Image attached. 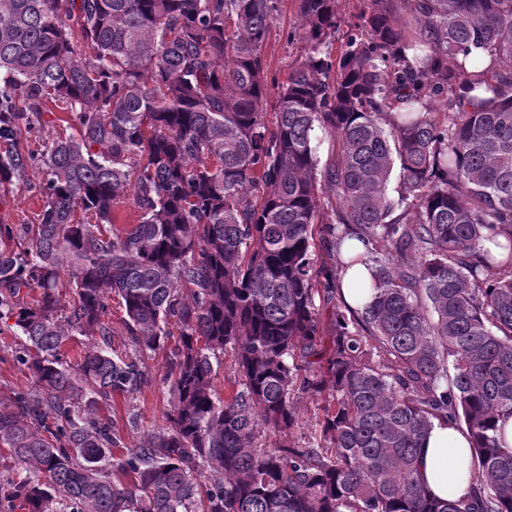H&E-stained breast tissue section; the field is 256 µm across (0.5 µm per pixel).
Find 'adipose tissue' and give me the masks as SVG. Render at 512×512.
Masks as SVG:
<instances>
[{"instance_id":"1","label":"adipose tissue","mask_w":512,"mask_h":512,"mask_svg":"<svg viewBox=\"0 0 512 512\" xmlns=\"http://www.w3.org/2000/svg\"><path fill=\"white\" fill-rule=\"evenodd\" d=\"M421 473L437 497L465 495L470 482V455L465 436L447 424H434L422 442Z\"/></svg>"}]
</instances>
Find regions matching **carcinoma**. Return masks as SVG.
Segmentation results:
<instances>
[{
  "label": "carcinoma",
  "mask_w": 512,
  "mask_h": 512,
  "mask_svg": "<svg viewBox=\"0 0 512 512\" xmlns=\"http://www.w3.org/2000/svg\"><path fill=\"white\" fill-rule=\"evenodd\" d=\"M279 5L0 0V191L37 168L43 202L36 224L0 221V320L29 342L30 387L0 393L25 472L0 482L8 512H512V0H366L337 54L338 0H299L270 123ZM49 102L67 128L31 149ZM347 237L363 252L340 265L372 273L359 308L313 264L315 239ZM174 334L166 425L127 448L102 405ZM75 335L95 343L70 358ZM298 393L322 403L303 444ZM436 420L470 438L457 499L421 478ZM298 6V0H282L266 40L265 60L269 66L270 78L274 79L276 84L286 81L288 72L303 51V43L300 40L288 42V32L295 31L299 26ZM108 313L109 318L112 321V350L117 351L118 353H125L128 351L129 341L128 336L126 334L125 327L123 325L124 320V311L122 307L118 304V299L114 297L112 300L108 301Z\"/></svg>",
  "instance_id": "cac0c4a2"
}]
</instances>
